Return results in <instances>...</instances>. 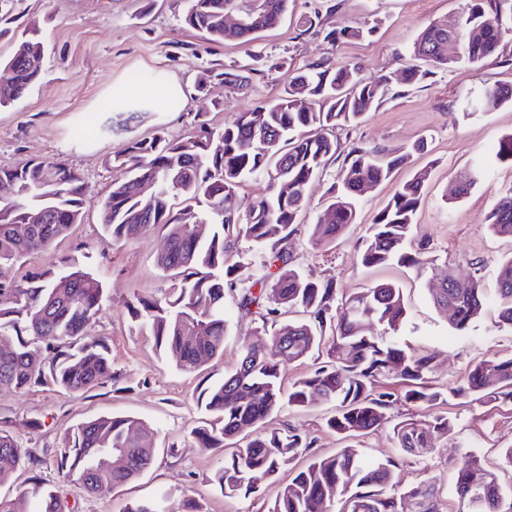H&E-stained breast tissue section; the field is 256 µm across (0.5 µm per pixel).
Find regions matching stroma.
Returning <instances> with one entry per match:
<instances>
[{"instance_id":"35a3bbf8","label":"stroma","mask_w":512,"mask_h":512,"mask_svg":"<svg viewBox=\"0 0 512 512\" xmlns=\"http://www.w3.org/2000/svg\"><path fill=\"white\" fill-rule=\"evenodd\" d=\"M328 11L325 0H292L280 25L250 44L206 42L185 27V0H0V25L9 36L0 38V57L11 51V39L37 29L45 44L41 79L21 99L0 106V168L28 159L58 160L75 170L84 182L83 218L48 249L27 255L19 275L77 266L102 280L108 294L92 336L102 338L112 354L113 385L66 393L51 386L21 392L0 389V421L21 446L39 457L33 469L21 465L20 481L0 486L11 497L22 479L38 475L58 484L66 512H124L161 491L172 500L195 497L204 512H266L279 485L293 473L276 479L259 477L258 493L227 497L212 483L221 454L199 448L189 432L203 415L197 404L202 389L223 378L237 363L242 343L254 323L250 315L226 302L231 332L224 354L196 373L177 369L155 347L153 336L131 320L126 304L134 296H161L173 286L157 259L166 243L164 229L125 240L106 236L99 206L108 195L114 172L112 154L130 137H148L161 130L171 136L194 132L198 113L213 124L232 121L274 99L293 71L329 60L357 63L364 78L399 71L407 62L420 30L429 22L455 14L464 0H339ZM319 14L323 28L369 26V35L332 43L319 35L300 34L303 16ZM246 66L254 71L243 87L226 85L224 69ZM212 70L205 91L197 85ZM173 83L183 90L178 111H169L158 98L130 123L123 113L134 100L113 101L117 83ZM497 81L512 82V42L499 55L475 67L441 71L422 84L388 95L381 106L356 126L335 132L342 147L363 142L372 146L407 147L426 140L425 154L414 156L395 180L376 186L363 197L357 220L336 242L315 248L308 232L292 241L294 264L315 281L333 280L340 292L389 281L400 286L408 319L398 332L401 345L436 357L432 380L453 385L479 359L512 353V328L499 324L491 298L499 263L512 256V238L487 227L501 191L512 187V162H499L495 153L502 137L512 133V104L491 112L473 110L482 90ZM492 161L477 173L480 157ZM430 167L424 198L408 242L409 251L426 247L420 267L397 265L367 268L360 262L362 241L375 216L387 203L398 181L414 169ZM471 181L467 195L453 204L443 194L451 184ZM454 273L479 277L490 301L465 334L448 326V315L436 308L429 290L437 276ZM454 426L445 437H433L431 452L405 455L403 478L434 485L444 512H458L453 494L454 464L461 453L474 450L495 462L512 448V406L468 399L446 407ZM328 408L321 401L303 411L274 416L273 426L290 424L314 437L315 452L334 454L342 445L325 426ZM135 415L159 431L154 465L140 478L104 495H89L63 481L56 456L66 432L77 423L101 415Z\"/></svg>"}]
</instances>
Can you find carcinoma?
<instances>
[{
	"label": "carcinoma",
	"mask_w": 512,
	"mask_h": 512,
	"mask_svg": "<svg viewBox=\"0 0 512 512\" xmlns=\"http://www.w3.org/2000/svg\"><path fill=\"white\" fill-rule=\"evenodd\" d=\"M290 0H187L185 25L210 43H251L288 13ZM239 13L240 23L224 27V13ZM361 26L324 33L340 42L365 36ZM460 39V54L448 56V38ZM512 39V0H466L459 14L434 20L417 35L412 62L395 75L372 81L359 76L356 64L327 61L308 64L276 98L241 112L219 129L202 121L190 136L172 139L159 131L133 138L109 159L116 177L100 204L104 232L117 241L167 230V244L158 265L179 281L177 294L164 298L134 297L128 303L132 321L154 337L156 349L177 368L193 373L224 355L229 324L224 298L231 293L239 309L256 323L243 343L236 367L203 391L207 417L192 429L199 445L222 452L235 445L215 471L212 482L227 497L255 494L254 474L273 476L298 458L309 463L279 487L267 512H440L435 488L424 479L403 484L402 458L371 462L355 439L392 425L393 439L403 453L431 451L433 434L448 435L452 422L435 409L454 397L476 396L486 402L512 404V354L478 360L467 378L453 387L431 378L435 356L404 348L395 333L406 318L402 289L379 282L339 295L332 280L313 281L290 267L291 235L300 225L308 185L337 158H343L337 180L310 225L312 244L326 246L354 223L363 186L378 185L406 164L410 154L396 148L353 144L341 148L335 129L360 123L376 110L397 83L413 87L437 71L479 65ZM44 45L35 35L12 42L5 67L14 73L0 105L20 98L42 74ZM310 100L307 108L298 98ZM512 104V85L484 88L474 107L488 112ZM430 172L416 170L403 181L368 228L360 255L365 267L424 264V252L410 253L406 241L424 196ZM267 182L266 194L240 213L237 196L251 179ZM0 181L14 186L15 197L0 200V388L27 390L53 385L68 392L105 387L116 380L112 356L104 340L88 335L104 301L102 282L80 269L37 273L20 280L5 279L30 253L42 251L80 222L85 204L80 175L62 162L30 160L21 167L0 169ZM31 219L30 234L16 226ZM198 224L211 226L199 237ZM488 227L512 236V191L490 215ZM247 241L265 254L264 273L229 263L236 244ZM496 303L500 323L512 327V256L501 261ZM434 305L449 312L450 327L462 333L486 306L484 288L472 277L448 274L429 289ZM284 343L285 353L265 351L267 339ZM318 353L323 361L283 385L286 367ZM389 375L402 386L381 383ZM318 396L335 410L326 427L346 445L327 456L314 455V439L296 427L273 428L238 443L247 428L266 423L283 411L311 405ZM411 403L425 410L421 419L399 422L393 410ZM156 430L132 415L100 416L70 429L56 459L62 476L89 495L106 493L138 478L155 461ZM107 449L126 455L120 470H100L94 459ZM13 464L0 466V486L13 477L14 465L41 460L25 451L0 427V456ZM512 468V448L493 464L476 452L456 464L454 491L474 512H512V487H502L498 471ZM161 501L166 512H202L195 499L171 505L170 495L136 503L127 512H155ZM0 512H62L59 490L33 475L13 497L0 496Z\"/></svg>",
	"instance_id": "1"
}]
</instances>
